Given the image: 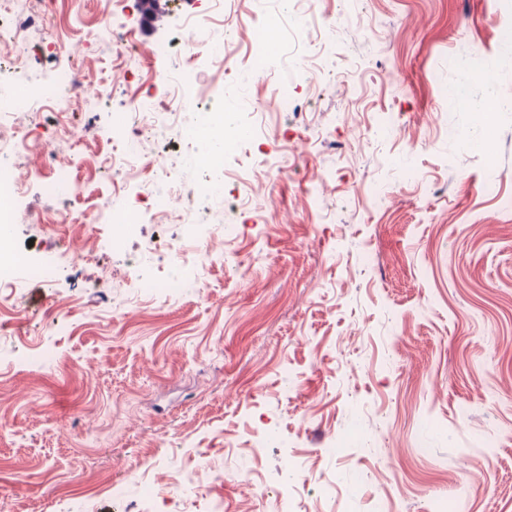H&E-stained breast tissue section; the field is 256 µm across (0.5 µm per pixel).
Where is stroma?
Listing matches in <instances>:
<instances>
[{
  "label": "stroma",
  "instance_id": "1",
  "mask_svg": "<svg viewBox=\"0 0 512 512\" xmlns=\"http://www.w3.org/2000/svg\"><path fill=\"white\" fill-rule=\"evenodd\" d=\"M376 30L290 34L294 0H171L162 23L113 0H47L59 38L29 33L9 49L16 84L82 68L99 103L19 113L31 149L12 159L29 183L10 227L16 252L56 264L52 284L23 283L0 307V512H512V112L485 126L456 110L485 97L462 65L503 59L512 13L492 0H354ZM124 26L116 58L96 34ZM230 22L226 54L243 61L274 24L275 68L241 89L248 129L225 149L221 194L183 126L212 101L237 110L223 64L177 106L159 44L185 22ZM283 86L281 109L271 98ZM173 113L143 149L175 183L164 213L113 251L99 223L116 187L99 170L112 127L136 132V104ZM81 152L71 199L32 188L41 146ZM223 234L198 237L192 269L166 248L186 210ZM70 214L55 236L45 222ZM188 274L168 299L152 282ZM347 450L336 454L337 441ZM265 492H258V482Z\"/></svg>",
  "mask_w": 512,
  "mask_h": 512
}]
</instances>
